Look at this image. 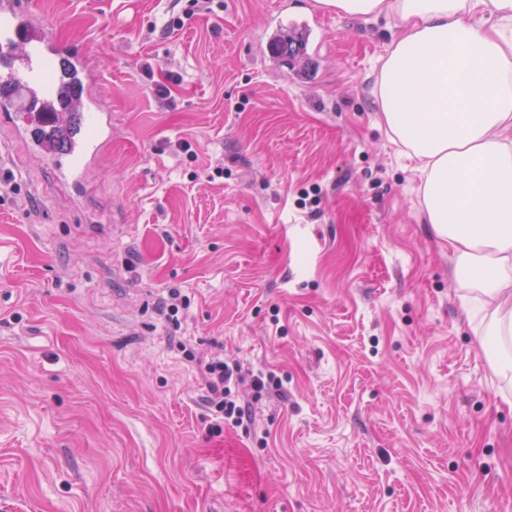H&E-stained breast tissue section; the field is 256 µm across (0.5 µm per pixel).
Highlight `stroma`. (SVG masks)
I'll list each match as a JSON object with an SVG mask.
<instances>
[{
  "label": "stroma",
  "instance_id": "obj_1",
  "mask_svg": "<svg viewBox=\"0 0 512 512\" xmlns=\"http://www.w3.org/2000/svg\"><path fill=\"white\" fill-rule=\"evenodd\" d=\"M18 2L87 57L112 141L76 199L0 127V512H512V404L371 93L392 20ZM301 21L304 82L266 50ZM219 350L283 383L242 386L249 428L204 402Z\"/></svg>",
  "mask_w": 512,
  "mask_h": 512
}]
</instances>
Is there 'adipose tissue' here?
<instances>
[{
    "instance_id": "ef3b65f1",
    "label": "adipose tissue",
    "mask_w": 512,
    "mask_h": 512,
    "mask_svg": "<svg viewBox=\"0 0 512 512\" xmlns=\"http://www.w3.org/2000/svg\"><path fill=\"white\" fill-rule=\"evenodd\" d=\"M399 33L372 89L417 162L420 204L454 280L478 288L493 372L512 387V0H318Z\"/></svg>"
}]
</instances>
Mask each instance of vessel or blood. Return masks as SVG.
Returning <instances> with one entry per match:
<instances>
[{"instance_id": "b4317fda", "label": "vessel or blood", "mask_w": 512, "mask_h": 512, "mask_svg": "<svg viewBox=\"0 0 512 512\" xmlns=\"http://www.w3.org/2000/svg\"><path fill=\"white\" fill-rule=\"evenodd\" d=\"M10 18V35L0 38V61L6 69L0 80L20 86L26 96L28 109L19 111L14 97H0V122L20 133L34 128L60 127L66 133L64 149H52L47 141L33 140L36 156L42 158L56 182L70 189H83L88 168L103 153L112 137V115L100 111L93 93L91 73L83 54L74 50L47 28L33 29L31 15L21 10L15 0L0 8ZM66 58L73 75L81 81L85 91L81 109L52 120L43 111L44 106L57 102L59 88L52 71L58 58Z\"/></svg>"}]
</instances>
